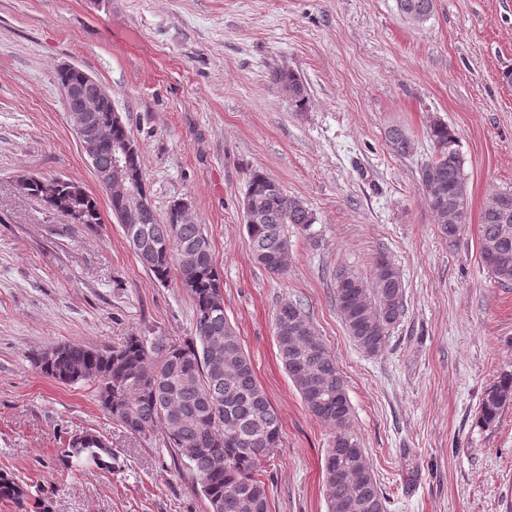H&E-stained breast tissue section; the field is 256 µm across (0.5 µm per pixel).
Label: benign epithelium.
Wrapping results in <instances>:
<instances>
[{
    "mask_svg": "<svg viewBox=\"0 0 512 512\" xmlns=\"http://www.w3.org/2000/svg\"><path fill=\"white\" fill-rule=\"evenodd\" d=\"M63 96L69 123L93 165L99 185L109 199L120 203L119 223H148L155 215L152 201L148 194L139 190L133 180L136 157L139 154L137 145L131 139H112L109 128L99 123L96 116L98 112H110L114 122L123 123L109 91L84 72L79 81L63 87ZM103 147L110 152V162L100 168L96 166V155Z\"/></svg>",
    "mask_w": 512,
    "mask_h": 512,
    "instance_id": "obj_1",
    "label": "benign epithelium"
}]
</instances>
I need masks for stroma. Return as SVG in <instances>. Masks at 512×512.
Listing matches in <instances>:
<instances>
[{"mask_svg": "<svg viewBox=\"0 0 512 512\" xmlns=\"http://www.w3.org/2000/svg\"><path fill=\"white\" fill-rule=\"evenodd\" d=\"M72 65L109 91L139 148L157 215L190 204L224 283V310L281 420L259 473L270 512H328L325 452L335 432L304 405L278 356L273 314L304 304L336 358L387 512H512V401L477 424L512 373V283L481 262L483 206L512 190V0H435L422 24L397 0H0V471L30 487L0 512H208L197 480L157 426L134 437L103 411L94 384L47 377L33 353L128 337L181 342L193 302L157 281L125 240L71 129L57 74ZM299 74L298 112L270 80ZM441 120L464 158L468 210L455 240L419 187ZM398 127L412 152L391 149ZM263 170L309 208L289 228L288 269L252 258L241 201ZM70 180L97 201L86 227L21 193L18 175ZM387 256L405 313L371 356L336 309L335 274L373 280ZM100 435L112 471L61 461L71 435ZM512 398V374L500 376L494 389L483 400L479 420L484 426L491 425L498 418L501 408Z\"/></svg>", "mask_w": 512, "mask_h": 512, "instance_id": "35a3bbf8", "label": "stroma"}]
</instances>
